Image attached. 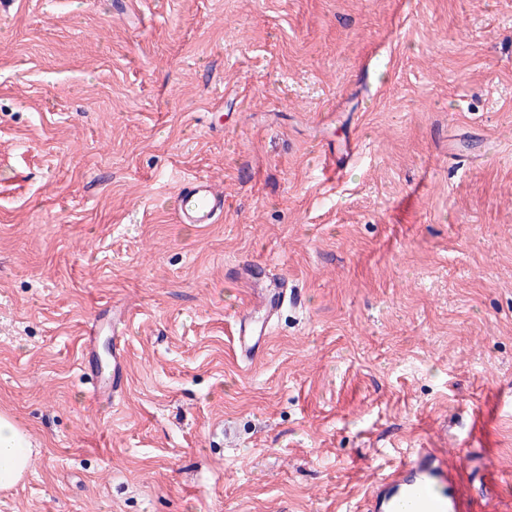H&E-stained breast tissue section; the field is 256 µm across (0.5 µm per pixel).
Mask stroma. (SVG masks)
Wrapping results in <instances>:
<instances>
[{
  "label": "stroma",
  "mask_w": 512,
  "mask_h": 512,
  "mask_svg": "<svg viewBox=\"0 0 512 512\" xmlns=\"http://www.w3.org/2000/svg\"><path fill=\"white\" fill-rule=\"evenodd\" d=\"M114 2L0 0V512H356L402 448L512 512V0ZM200 171L224 215L176 223ZM292 282L287 277L275 276L270 288H262L257 303L237 321L236 349L239 360L244 366H250L265 346L269 325L275 320L288 300V288ZM258 311V317L254 313ZM116 320L113 324L108 323L107 327L111 329L114 336V344L112 346V359L109 363L103 364L98 361L97 351L94 340L89 339L85 354L83 355L81 364H85L92 372V387L96 398L106 402H112V395L122 389L124 384V360L125 355L123 349L117 342ZM33 444L28 432L0 414V492L12 490L31 473Z\"/></svg>",
  "instance_id": "stroma-1"
}]
</instances>
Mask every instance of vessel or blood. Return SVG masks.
I'll list each match as a JSON object with an SVG mask.
<instances>
[{
	"label": "vessel or blood",
	"instance_id": "1",
	"mask_svg": "<svg viewBox=\"0 0 512 512\" xmlns=\"http://www.w3.org/2000/svg\"><path fill=\"white\" fill-rule=\"evenodd\" d=\"M224 214V196L210 178L197 174L185 180L174 203V216L180 224H213ZM292 283L283 276L273 277L261 289L255 309L237 321L236 349L243 365H251L265 345L269 325L288 300ZM125 355L120 344H113L109 363L98 360L94 343H87L83 364L92 372L96 398L111 401L124 384ZM359 512H468L456 494L447 465L426 448H415L392 463L382 482L370 489Z\"/></svg>",
	"mask_w": 512,
	"mask_h": 512
}]
</instances>
